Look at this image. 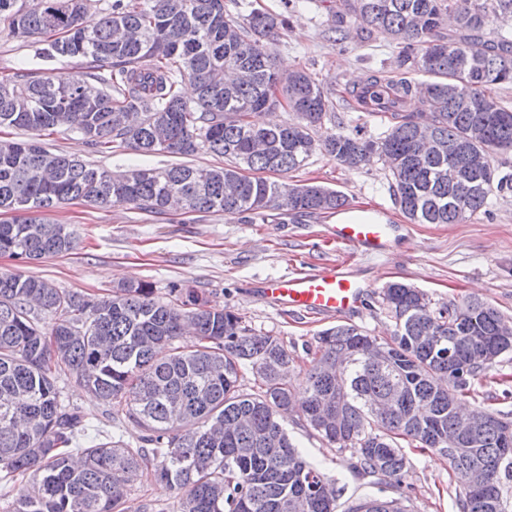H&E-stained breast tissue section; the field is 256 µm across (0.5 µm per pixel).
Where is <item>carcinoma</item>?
I'll use <instances>...</instances> for the list:
<instances>
[{
    "instance_id": "carcinoma-1",
    "label": "carcinoma",
    "mask_w": 512,
    "mask_h": 512,
    "mask_svg": "<svg viewBox=\"0 0 512 512\" xmlns=\"http://www.w3.org/2000/svg\"><path fill=\"white\" fill-rule=\"evenodd\" d=\"M279 13L244 0H0V25L40 45L44 61L79 62L66 76L20 68L0 80V128L39 136L80 134L104 152L224 158V166L183 164L112 172L55 154L35 139L0 141V211L50 210L72 200L131 205L163 215L223 212L252 221L268 210L293 217L334 212L336 190L290 184L284 176L317 152L354 169L388 162L395 202L414 224H460L488 212L490 197L512 191V173L491 157L512 151V109L491 91L512 85V32L488 36L512 18V0H341L329 27L354 24L398 48L404 74L423 72L428 133L402 113L415 86L371 74L353 96L395 123L376 141L316 129L336 119L330 93L308 70L280 75L271 50L290 26L293 0ZM457 25L443 32L445 18ZM188 80L196 98L180 95ZM25 97L30 110L18 112ZM284 105L294 120L267 126L261 113ZM470 173L448 183V167ZM271 173L278 180L265 177ZM66 224L25 217L0 221V254L28 262L75 248ZM382 305L394 319L380 341L355 325L317 334L312 364L292 378L284 340L242 325L230 307L213 308L190 288L166 301L146 282L121 283L89 298L17 272H0V481L33 473L12 512H125L128 490L152 467L179 496L178 512H337L345 486L326 476L284 427L297 412L323 439L356 456L354 473L377 486L401 480L403 448L448 460L464 488L460 512H506L512 446L504 418L484 406L464 444L442 440L457 400L489 365L512 353L500 312L480 301L439 306L390 282ZM192 329L194 345L175 341ZM251 369L246 391L240 372ZM70 376L92 397L125 410L141 445L109 434L74 457L86 415L63 403ZM345 512H403L395 500L359 498Z\"/></svg>"
}]
</instances>
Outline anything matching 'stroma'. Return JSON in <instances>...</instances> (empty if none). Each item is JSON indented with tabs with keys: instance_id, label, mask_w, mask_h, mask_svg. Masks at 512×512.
Wrapping results in <instances>:
<instances>
[{
	"instance_id": "obj_1",
	"label": "stroma",
	"mask_w": 512,
	"mask_h": 512,
	"mask_svg": "<svg viewBox=\"0 0 512 512\" xmlns=\"http://www.w3.org/2000/svg\"><path fill=\"white\" fill-rule=\"evenodd\" d=\"M335 9L336 0H295L292 27L274 48L275 66L308 69L319 82L339 92L355 88L370 71L393 70L397 50L378 32L354 34L340 44L329 41L327 28ZM22 67L60 75L73 71L74 63L64 58L41 63L35 44L13 38L0 26V75ZM388 126L387 119L360 111L353 102L336 103L337 130L375 139ZM41 142L51 152L75 155L112 171L224 163L204 150L187 157L148 156L123 147L96 153L78 133L64 130L42 137ZM287 180L335 189L348 205H373L384 210L392 223L405 222L394 200L391 174L380 161L351 170L319 153L308 165L289 173ZM43 217L71 225L78 236L76 248L27 263L0 255V272H19L96 297L129 280L151 283L163 298L172 284L191 287L211 306L234 309L249 328L288 341L299 377L310 367L307 348L318 331L346 323L381 339L390 336L394 323L379 304V292L391 281L411 284L437 304L477 299L512 318V194L491 197L487 214L461 224L410 225L382 255L325 243V226L332 221L327 213L296 219L269 211L256 223L243 224L220 212L173 210L157 216L129 205L103 208L74 201L44 212ZM330 262L349 263L367 285L363 305L346 316L315 317L275 307L260 293L267 279L309 273ZM465 401L471 406L488 404L512 419V360L487 369L473 382ZM285 426L308 460L345 484L340 506L374 495L400 501L407 512H460L463 488L447 460L437 454L407 449L401 484L376 488L354 475L349 452L320 438L305 422L293 416ZM146 507L151 512H177L178 495L142 478L128 492L124 508L142 512Z\"/></svg>"
}]
</instances>
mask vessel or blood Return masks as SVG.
<instances>
[{"label": "vessel or blood", "mask_w": 512, "mask_h": 512, "mask_svg": "<svg viewBox=\"0 0 512 512\" xmlns=\"http://www.w3.org/2000/svg\"><path fill=\"white\" fill-rule=\"evenodd\" d=\"M392 231V225L375 222L334 224L330 237L363 252L381 254ZM262 293L272 304L332 317L358 307L366 285L352 270L328 264L312 273L267 281Z\"/></svg>", "instance_id": "1"}]
</instances>
